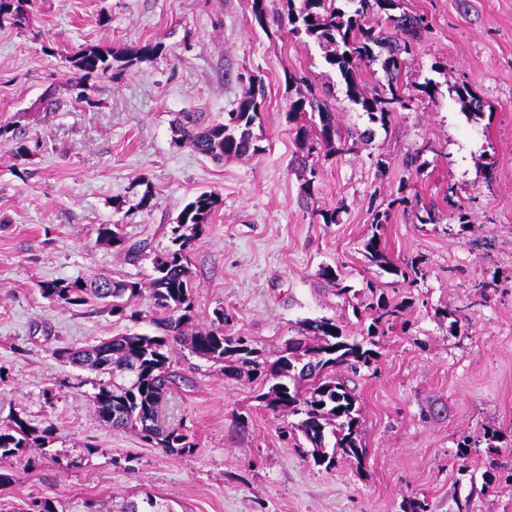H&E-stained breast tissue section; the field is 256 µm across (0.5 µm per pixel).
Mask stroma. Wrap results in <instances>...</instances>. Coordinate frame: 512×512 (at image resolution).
<instances>
[{
	"instance_id": "1",
	"label": "stroma",
	"mask_w": 512,
	"mask_h": 512,
	"mask_svg": "<svg viewBox=\"0 0 512 512\" xmlns=\"http://www.w3.org/2000/svg\"><path fill=\"white\" fill-rule=\"evenodd\" d=\"M402 8L429 23L404 80H434L438 93L350 152L318 157L308 200L291 167L299 147L286 75L308 77L341 125L362 130L367 120L324 48L261 29L250 0H25L35 32L0 24V122L32 149L17 159L0 141V423L55 428L44 450L0 466L14 476L0 503L89 499L119 512L149 493L172 512H411L415 502L427 512H512V0H402ZM147 40L163 42L160 56L91 83L65 60L82 45ZM252 74L267 91L263 152L217 163L175 144L176 113L223 119ZM88 83L89 102H78ZM455 85L469 87L482 111L464 106ZM417 152L428 162L421 174L404 165ZM145 183L154 206L140 210ZM205 191L223 204L191 253L199 321L223 309L232 333L271 361L306 319L332 317L358 334L351 306L320 275L326 266L355 291L371 284L401 306L400 321L372 338V365L346 376L362 412V460L315 466L288 432L295 416L261 406L259 381L180 348L172 365L186 381L160 418L195 449L165 451L103 425L90 402L98 374L55 356L127 330L152 332L150 301L137 300L138 321H119L99 306H56L39 282L145 279L170 246L162 225ZM417 203L440 223H416ZM338 205V223L318 222L316 211ZM379 210L390 213L389 258L426 269L416 284L364 259ZM97 224L149 238L145 259L132 264L97 244ZM465 440L479 451L463 460Z\"/></svg>"
}]
</instances>
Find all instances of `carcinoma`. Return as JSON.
Instances as JSON below:
<instances>
[{
    "mask_svg": "<svg viewBox=\"0 0 512 512\" xmlns=\"http://www.w3.org/2000/svg\"><path fill=\"white\" fill-rule=\"evenodd\" d=\"M280 8L271 11L267 0H251L254 23L261 29L273 22L297 37L304 35L331 48L326 61L339 71L346 96L358 105L369 123L385 128L395 112L408 109L414 101L403 80L404 56L415 51L421 33L428 27L422 14L401 10V0H279ZM8 19L17 27L28 24L24 0H0V20ZM163 43L146 41L128 49L114 50L85 47L66 58L71 66L94 78L112 76L114 64L125 66L135 61L152 59L162 52ZM388 56L382 62L387 85L378 89L362 84V67L378 60V49ZM244 98L235 109L224 113V119L207 121L202 112H180L173 120L177 143L220 163L230 158L255 156L263 151L262 137L254 133L260 119L265 88L262 80L251 75ZM288 120L311 114V124H298L295 139L302 155L296 157L302 175L301 192L314 195L320 178L311 159L325 152L342 154L349 150V140L357 133H342L336 113L325 100L313 92L305 76H286ZM373 129L357 134L368 138ZM0 139L15 143L13 155L24 158L29 153L27 142L16 137L12 125L0 123ZM223 199L215 192H203L188 202L176 223L161 227L169 235L168 251L155 258L146 285L150 297L149 322L157 330L154 335L126 333L81 347H63L55 351L62 361L109 376L100 380L90 396L94 411L104 425L137 434L141 440L170 452L190 453L194 443L177 427L159 419V407L171 389L185 379L171 369L172 344L207 361L227 362L239 375L257 374L269 384L268 392L259 395L264 407L274 413L286 411L299 417L292 430L302 433L312 447L311 456L317 466L330 470L337 458L360 460L364 454L359 438L361 411L356 398L344 384L336 380L334 371L345 367L355 371L373 360L372 350L347 334L334 318L321 317L302 322L299 337L288 340L286 353L273 361L259 362L257 349L246 336L224 332V310L213 311L204 326L195 324V286L190 269V253L196 241L212 223ZM389 221V213L376 212L372 235L364 244L365 258L380 269L395 273L382 245L380 229ZM96 239L124 253L133 264L142 259L144 241H130L121 224H98ZM321 276L333 294L347 298L352 287L345 284L336 269L325 267ZM144 283L110 276L92 279L51 280L39 284L42 295L56 305L86 306L102 304L114 316L136 317L128 312L133 299L142 294ZM365 307L375 313L367 335L380 322H396L400 309L383 298ZM54 426L42 428L15 417L0 425V464L28 454L49 443ZM123 512H164L162 505L150 496L129 501Z\"/></svg>",
    "mask_w": 512,
    "mask_h": 512,
    "instance_id": "cac0c4a2",
    "label": "carcinoma"
}]
</instances>
